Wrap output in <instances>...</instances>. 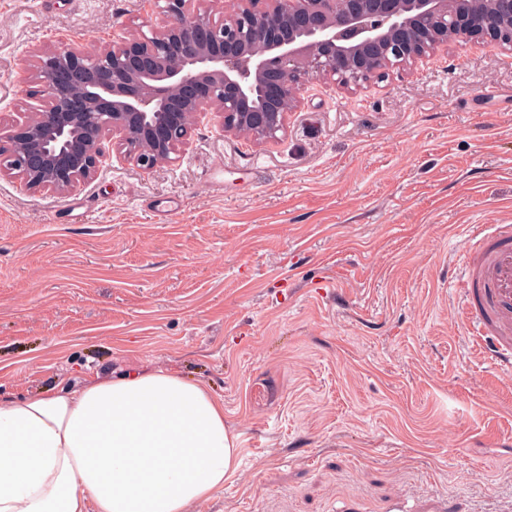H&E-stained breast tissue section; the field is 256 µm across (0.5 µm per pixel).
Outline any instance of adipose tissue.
Listing matches in <instances>:
<instances>
[{
  "label": "adipose tissue",
  "instance_id": "ef3b65f1",
  "mask_svg": "<svg viewBox=\"0 0 512 512\" xmlns=\"http://www.w3.org/2000/svg\"><path fill=\"white\" fill-rule=\"evenodd\" d=\"M237 467L223 401L169 372L0 398V512H188Z\"/></svg>",
  "mask_w": 512,
  "mask_h": 512
}]
</instances>
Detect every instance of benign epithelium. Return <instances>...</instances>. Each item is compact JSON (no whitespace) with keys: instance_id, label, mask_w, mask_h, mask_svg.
<instances>
[{"instance_id":"obj_1","label":"benign epithelium","mask_w":512,"mask_h":512,"mask_svg":"<svg viewBox=\"0 0 512 512\" xmlns=\"http://www.w3.org/2000/svg\"><path fill=\"white\" fill-rule=\"evenodd\" d=\"M148 3L142 25L118 37L59 40L19 59L18 80L43 105L0 135L1 177L70 193L109 157L108 134L152 171L207 118L258 145L277 138L314 81L357 92L451 47L512 53V0Z\"/></svg>"}]
</instances>
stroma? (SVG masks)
I'll use <instances>...</instances> for the list:
<instances>
[{
	"label": "stroma",
	"mask_w": 512,
	"mask_h": 512,
	"mask_svg": "<svg viewBox=\"0 0 512 512\" xmlns=\"http://www.w3.org/2000/svg\"><path fill=\"white\" fill-rule=\"evenodd\" d=\"M143 0H0L18 59L139 24ZM512 224V54L453 49L355 93L315 83L262 146L197 126L71 193L0 178V395L157 369L224 402L239 466L190 512H512V373L448 273Z\"/></svg>",
	"instance_id": "35a3bbf8"
}]
</instances>
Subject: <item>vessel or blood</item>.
Segmentation results:
<instances>
[{"label": "vessel or blood", "instance_id": "b4317fda", "mask_svg": "<svg viewBox=\"0 0 512 512\" xmlns=\"http://www.w3.org/2000/svg\"><path fill=\"white\" fill-rule=\"evenodd\" d=\"M458 274L470 338L495 364L512 369V225L474 233Z\"/></svg>", "mask_w": 512, "mask_h": 512}]
</instances>
